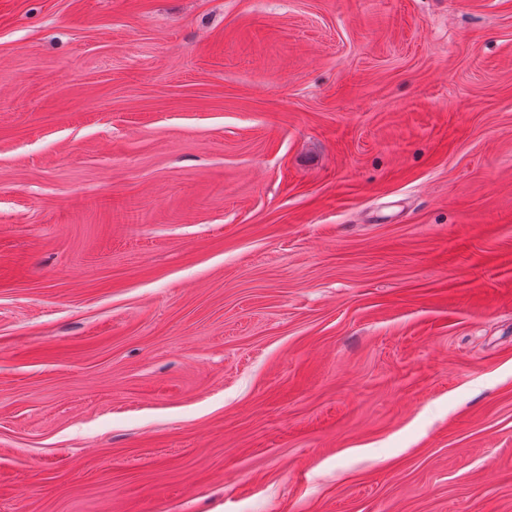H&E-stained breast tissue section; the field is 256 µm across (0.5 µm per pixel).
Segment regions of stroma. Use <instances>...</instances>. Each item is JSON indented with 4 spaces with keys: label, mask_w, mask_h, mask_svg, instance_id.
I'll use <instances>...</instances> for the list:
<instances>
[{
    "label": "stroma",
    "mask_w": 512,
    "mask_h": 512,
    "mask_svg": "<svg viewBox=\"0 0 512 512\" xmlns=\"http://www.w3.org/2000/svg\"><path fill=\"white\" fill-rule=\"evenodd\" d=\"M0 512H512V0H0Z\"/></svg>",
    "instance_id": "1"
}]
</instances>
